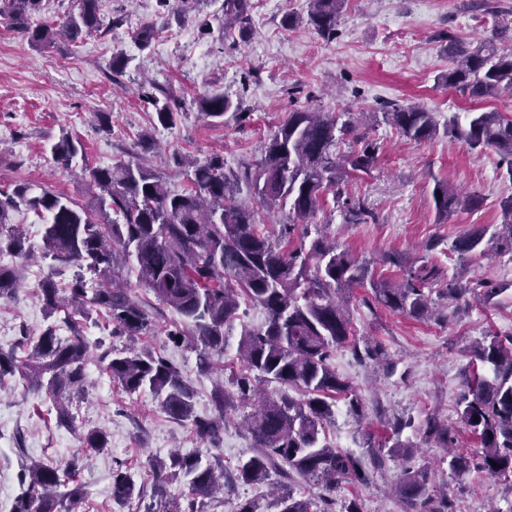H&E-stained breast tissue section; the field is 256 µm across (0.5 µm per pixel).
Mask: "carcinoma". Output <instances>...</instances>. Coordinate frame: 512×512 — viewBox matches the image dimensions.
<instances>
[{
  "label": "carcinoma",
  "instance_id": "carcinoma-1",
  "mask_svg": "<svg viewBox=\"0 0 512 512\" xmlns=\"http://www.w3.org/2000/svg\"><path fill=\"white\" fill-rule=\"evenodd\" d=\"M42 2L0 0V14L8 16L14 29L36 45L50 44L59 36L74 41L82 31L91 33L102 26L101 0H80L78 15L58 27L34 26L32 18L42 11ZM344 2L309 0V20L321 35H336ZM223 9L224 36L251 31V0H224ZM446 39L453 63L446 76L448 86L472 98L512 91V55L498 54L494 40L486 39L470 50L451 33ZM142 98L152 106L160 125L175 124L177 112L170 91L154 84ZM196 105L204 118L212 120L233 108L226 96L202 95ZM382 115L410 142L431 140L439 134L434 113L418 105L389 103L383 106ZM356 125L350 119L340 124L324 112L294 110L265 141L260 157L241 172L225 168L220 153L189 162L188 186L180 193L171 192L139 162L106 168L83 166L81 172L89 185L98 189L90 209L46 189L34 195L22 183L10 192L0 190L1 227L10 210L25 206L47 219L40 247L43 257L74 264L106 282L103 288L89 289L79 274L67 285L65 301L53 277L44 278L39 296L49 316L57 314L59 319L28 340L26 356L0 352V382L17 376L34 392L46 390L55 399L57 423L72 428L74 416L68 402L86 384L88 357L76 316L88 306L103 311L113 333L132 339L152 326L147 311L116 279L135 272L139 283L161 305L183 318L198 351L199 367L206 372L211 369L210 352L224 349L225 331L237 319L243 297L260 306L266 319L257 327H242L239 359L256 379L296 388L303 398L264 396L252 378L244 376L237 382V400L227 397L224 387H216L211 393L216 415L199 418L193 415L195 392L181 369L156 351L128 346L112 349L102 356L104 371L130 395L149 391L171 418L191 422L197 440L208 446L219 440L229 404L242 408L253 404L254 411L244 416V423L259 451L237 464L238 480L259 483L275 467L325 491L344 483H365L361 462L333 446L326 435L338 397L347 400L350 413L362 412L360 399L330 364L336 348L357 346L347 297L354 288L368 287L385 308L421 320L428 314L423 286L434 271L424 266L410 269L405 283L392 285L369 275L367 265L323 236L313 240L306 254L300 247L290 250L286 234L260 228L257 210L237 199L244 182L262 208L271 212L286 207L301 221L315 212L325 194L340 200L346 177L370 172L380 151L378 143L357 136L348 153L336 156V133H350ZM444 133L472 151L497 149L500 166L512 179V119L496 111L469 112L466 124L453 121ZM51 152L56 161L69 167L84 154V147L65 135L52 145ZM432 197L441 217L478 202L438 180ZM343 208L347 223L364 222L360 203L348 197ZM501 208L503 224L490 240L512 248V196L502 201ZM486 233L481 228L460 237L455 251L465 255L477 250ZM4 252L27 258L26 234L15 228L0 236V254ZM310 258L315 261L312 267ZM19 284V266L0 264V298L12 296ZM480 286L479 281L458 276L448 281L445 297L458 301ZM62 324L70 330L65 339L58 335ZM469 356L473 373L456 409L475 447L457 444L450 430L434 419L428 422L425 436L451 449L448 468L454 474L506 477L512 474V335L490 333L469 348ZM80 439L86 451H102L109 445L101 429L84 432ZM151 467L159 475L157 489H162L165 478L183 476L190 493L203 498L220 489L224 478V471L202 462L199 452H173L166 461L151 462ZM428 484L427 471H402L397 491L407 512H452L448 499L432 500ZM20 485L22 492L13 512H80L85 504L86 491L77 480L74 460L64 466L34 463L24 469ZM134 494L131 474L118 465L112 471V498L124 505ZM277 506L279 512H313L312 499L295 495L291 487L281 492Z\"/></svg>",
  "mask_w": 512,
  "mask_h": 512
}]
</instances>
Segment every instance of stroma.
Wrapping results in <instances>:
<instances>
[{"label": "stroma", "instance_id": "stroma-1", "mask_svg": "<svg viewBox=\"0 0 512 512\" xmlns=\"http://www.w3.org/2000/svg\"><path fill=\"white\" fill-rule=\"evenodd\" d=\"M253 2L265 18L254 22L247 40L236 42L221 37L222 0H191L178 10L160 8L157 0H102L99 31L46 46L32 44L8 18L0 17V189L26 183L34 192L46 189L91 205L80 176L51 155L52 144L65 134L83 144L87 165L109 167L132 160L140 152V136L151 133L154 146L144 152L148 164L171 190L180 192L187 178L179 157L201 160L220 149L227 166L239 170L259 156L265 140L293 110L362 115L358 133L380 146L370 173L354 176L347 185L366 211L364 223H347L329 195L312 217L294 223L293 236L326 234L354 258L368 261L374 277L392 282L412 267H439L442 280L426 285L425 293L433 303L445 305L448 317L440 323L410 318L378 304L369 289H354L349 313L357 337L380 344L387 361L360 362L348 346L333 352L330 362L361 398L363 414L354 416L345 401H337L326 434L334 446L357 453L363 435L384 442L394 423L403 420L407 426L400 438L416 444L417 450L407 461L385 457L381 468L370 470L367 483L344 485L327 495L299 479L294 485L317 500L329 496L331 512H344L353 497L362 512H406L395 486L408 465L429 470L430 494L447 496L453 512H488L492 506L512 512V479L454 475L445 449L422 432L433 416L460 443L471 444L456 413L469 372L467 350L486 332L512 333V250L493 247L463 258L453 250L456 240L474 229L502 224L500 201L512 195V179L502 173L493 148L474 152L443 134L413 143L371 118L389 101L422 105L442 125L453 118L465 121L475 110L512 117V94L473 99L440 79L452 66L444 32L470 48L491 37L499 54L512 53V0H489V8L482 10L470 8L469 0H345L332 39L309 23L307 0ZM204 21L210 33L201 32ZM146 24L158 35L143 51L134 35ZM116 54L130 59L118 76L110 70ZM147 79L183 103L174 127L156 125L152 108L141 100L139 86ZM205 93L226 95L240 109L219 120L203 118L192 101ZM98 112L110 113L111 130L95 122ZM439 180L475 195L478 205L437 217L432 190ZM463 265L474 278L498 288V296L488 301L475 289L445 304V283ZM46 272V262L24 263L17 291L0 299V351L17 348L22 336L39 335L46 327L38 291ZM126 288L153 321L140 346L178 364L195 392L196 415H213V372L201 371L188 342L170 338L172 332L185 331L182 317L159 305L136 278H129ZM263 319L258 306L241 301L239 326H256ZM81 323L90 346L89 386L69 403L74 428L57 426L47 393L30 392L17 379L0 382V512H12L25 464L63 465L74 458L88 492L87 512H138L139 505L153 500L150 461L167 458L175 448L186 454L201 449L190 423L168 416L150 393L127 394L104 373L101 356L127 343L126 337L113 335L105 313L90 310ZM239 326L225 336L223 351L211 357L215 369H222L229 393L236 392L241 373ZM242 414L236 407L226 409L224 433L215 450L228 471L255 453L250 434L240 424ZM94 428L106 431L109 447L82 453L79 435ZM120 463L134 478L139 502L120 506L112 499V470ZM282 484L274 470L259 484H225L223 491L205 499L204 512H235L240 502L251 499L260 502L263 512H278L272 492Z\"/></svg>", "mask_w": 512, "mask_h": 512}]
</instances>
